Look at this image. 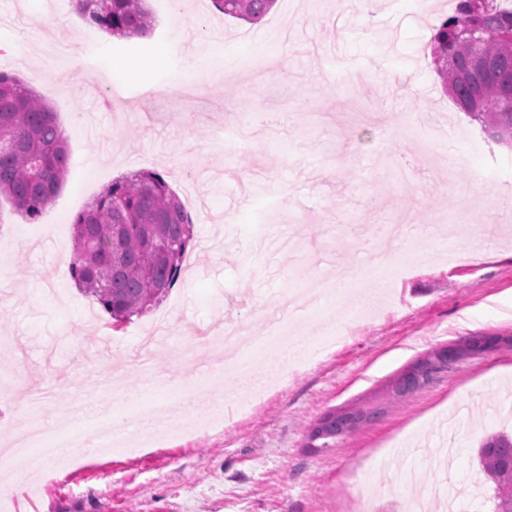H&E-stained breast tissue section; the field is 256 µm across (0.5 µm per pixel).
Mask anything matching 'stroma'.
Listing matches in <instances>:
<instances>
[{
    "mask_svg": "<svg viewBox=\"0 0 512 512\" xmlns=\"http://www.w3.org/2000/svg\"><path fill=\"white\" fill-rule=\"evenodd\" d=\"M455 0H277L256 24L211 0H150L154 26L77 53L66 78L48 72L44 31L62 47L85 22L72 4L0 0V71L42 95L72 161L54 202L20 238L23 218L0 197V341L21 349L19 376L0 401V448L39 416L35 398L109 401L95 379L121 372L129 394L162 379L224 380L183 409L174 431L143 430L137 455L108 453L85 433L62 470L15 461L0 512H360L442 484L466 487L477 447L506 431L498 389L512 383V348L452 364L376 420L320 452L307 446L325 413L371 402L410 365L471 336H512V147L492 141L444 95L430 55L435 26ZM288 63L261 84L255 71ZM200 85V97L176 96ZM257 135L225 147L224 129ZM161 173L193 216L197 242L162 301L119 330L75 283L68 226L112 179ZM408 265L376 312L387 253ZM344 266L349 297L321 300L303 324L308 344L284 369L286 386L258 397L262 363L213 357L206 336L230 322L261 331L281 293ZM172 313L175 330L153 373L140 366L138 331Z\"/></svg>",
    "mask_w": 512,
    "mask_h": 512,
    "instance_id": "35a3bbf8",
    "label": "stroma"
}]
</instances>
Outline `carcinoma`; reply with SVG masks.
<instances>
[{
    "label": "carcinoma",
    "mask_w": 512,
    "mask_h": 512,
    "mask_svg": "<svg viewBox=\"0 0 512 512\" xmlns=\"http://www.w3.org/2000/svg\"><path fill=\"white\" fill-rule=\"evenodd\" d=\"M222 14L258 23L276 0H212ZM79 16L119 39L152 28L146 0H79ZM431 55L445 91L493 141L512 145V8L497 0H457L454 14L436 28ZM68 142L48 104L18 78L0 72V195L22 215L36 218L56 198L68 173ZM187 206L162 174L139 171L109 184L73 222L72 277L119 327L165 297L177 282L192 239ZM512 347V336H473L446 350L463 359L489 348ZM421 385L401 373L392 396ZM378 405L331 411L320 451L372 423ZM478 457L493 481L495 512H512V435L484 439Z\"/></svg>",
    "instance_id": "carcinoma-1"
}]
</instances>
